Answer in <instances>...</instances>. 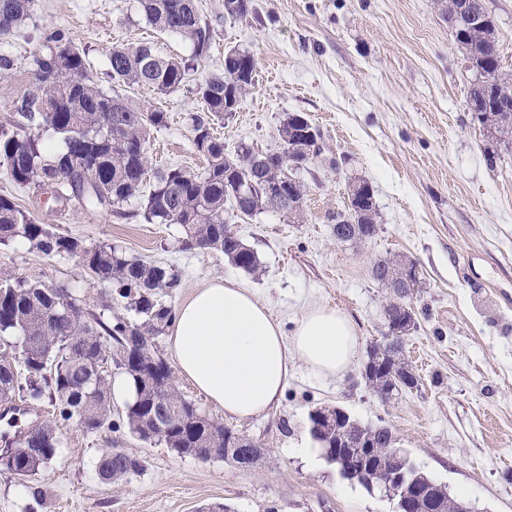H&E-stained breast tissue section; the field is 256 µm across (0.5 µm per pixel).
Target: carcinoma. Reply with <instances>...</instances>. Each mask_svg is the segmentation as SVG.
Here are the masks:
<instances>
[{
    "label": "carcinoma",
    "instance_id": "carcinoma-1",
    "mask_svg": "<svg viewBox=\"0 0 512 512\" xmlns=\"http://www.w3.org/2000/svg\"><path fill=\"white\" fill-rule=\"evenodd\" d=\"M147 21L161 33L175 34L190 42L195 58L209 51L213 35L210 23L198 12L194 0H139ZM37 0H0V38L10 35L29 19ZM249 14L245 0H224V16L243 19ZM455 38L467 35V60L472 69L483 70L512 94V78L500 70L493 22L481 30H454ZM231 65L224 76L199 80L194 94L201 109L189 117L194 131L193 146L206 161L200 173L181 168L154 172L148 194L141 187L148 174L147 143L150 131L167 124V113L150 104H134L115 93L109 95L94 83L88 72L86 52L62 28L44 37L43 50L34 60L32 79L24 90L0 100V107L14 114L10 127L0 126V166L20 189L34 186L49 190L60 204L76 203L82 209L103 208L102 199L111 200L108 211L127 216L124 205L138 200L140 214L149 223L178 224L183 229L182 248L224 254L235 266L256 274L261 270L258 254L233 232L224 205L235 202L240 216L265 211L288 218L300 213L306 195L301 183L288 206L268 202L263 187L281 182L289 168V154L300 153L303 142L299 131L308 119L287 114L280 123L287 151L281 156L260 152L250 144H240L226 152L216 126L224 123V113L235 105L255 83L254 56L245 49L229 50ZM112 83L119 86L148 87L158 94L177 90L188 65L174 58L158 56L151 45L115 48L110 53ZM504 100L485 96L470 88L466 105L469 112L484 116V128L496 143L512 145V110ZM60 137L64 150H48L42 130ZM253 186L251 195H235L238 185ZM359 204L350 203V213L333 225L336 241L365 244L377 233L379 215L359 217ZM24 240L48 257L77 258L100 283L110 285L124 308L134 313L131 320L115 315L105 322L94 315H66L77 308L60 290L42 281L16 279L0 272V403L20 397L32 405L47 400L52 419L35 428L4 437L12 446V456L0 455V474L25 482L31 498L45 505L47 491L36 476L46 472L61 448V426L77 419L88 432L103 428H125L144 442H154L180 455H208L233 446L237 432L202 413L194 402L183 397L172 380L166 360L155 350V340L165 334L175 317L172 306L161 295L179 285L172 270L129 255L120 246L99 244L78 248L79 239L39 224L10 197L0 196V243ZM399 272V257L377 259L373 278L381 285L389 272ZM404 295L393 290L386 306L391 338L368 350L365 368H374L366 380L387 401L412 387L403 370L405 346L399 332L415 324L411 307L404 306ZM138 336L142 352L137 359L126 356V337ZM131 379L135 395L125 404L119 421L112 420V370ZM174 406V417L161 421L153 416L158 396ZM344 447L339 468L344 476L363 486L377 484L384 473L362 465L358 448L365 441L384 448L391 430L363 424L348 416L340 425ZM144 468L141 458L106 449L97 463L104 484L127 479ZM408 479L432 488L441 501L455 512L460 499L415 465Z\"/></svg>",
    "mask_w": 512,
    "mask_h": 512
}]
</instances>
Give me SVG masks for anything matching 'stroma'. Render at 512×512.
Instances as JSON below:
<instances>
[{"instance_id": "stroma-1", "label": "stroma", "mask_w": 512, "mask_h": 512, "mask_svg": "<svg viewBox=\"0 0 512 512\" xmlns=\"http://www.w3.org/2000/svg\"><path fill=\"white\" fill-rule=\"evenodd\" d=\"M484 4L496 24L501 70L512 74V0ZM196 5L213 28L200 60L190 43L154 30L138 0H38L33 17L0 40V53L16 60L0 86L26 88L44 31L65 29L86 50L100 88L168 112L167 128L148 144L150 168L196 173L205 162L192 146L188 117L199 110L193 88L223 72L226 50H248L255 84L219 129L227 151L243 143L278 148L287 113L307 117L324 143L320 161L297 173L307 188L300 216L264 212L233 221L262 273L220 253L182 249L177 224L37 206L35 190L15 187L1 170L0 195L56 232L89 245L118 244L175 270L181 283L165 297L171 305L223 276L251 289L288 336L307 309L339 310L357 325L358 355L330 378L294 362L279 405L244 422L225 417L175 376L185 398L264 448V458L246 468L179 455L123 430L88 433L70 421L41 477L50 505L34 512H200L217 503L233 512H395L393 502L346 480L315 452L307 414L324 405L389 427L414 463L472 512H512V150L488 160L487 136L466 107L475 74L437 0H253L244 20L225 17L224 0ZM144 42L189 63L183 86L165 95L114 87L112 49ZM354 177L371 183L380 215L377 235L361 246L336 242L331 232ZM386 253L415 260L422 285L410 301L417 327L405 338L419 385L384 401L361 370L370 345L387 331L389 291L371 274ZM0 271L61 288L86 313L106 305L124 312L77 260L45 256L21 240L0 244ZM106 448L142 458L143 470L119 484L100 483L96 462ZM304 448L313 449L312 458L301 456Z\"/></svg>"}]
</instances>
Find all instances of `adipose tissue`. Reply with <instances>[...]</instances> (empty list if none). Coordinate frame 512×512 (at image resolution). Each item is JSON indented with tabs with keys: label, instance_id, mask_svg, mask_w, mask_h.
I'll return each mask as SVG.
<instances>
[{
	"label": "adipose tissue",
	"instance_id": "adipose-tissue-1",
	"mask_svg": "<svg viewBox=\"0 0 512 512\" xmlns=\"http://www.w3.org/2000/svg\"><path fill=\"white\" fill-rule=\"evenodd\" d=\"M358 344L354 321L322 306L285 336L249 289L218 276L178 305L169 348L181 376L225 415L245 420L280 401L293 361L334 377L352 364Z\"/></svg>",
	"mask_w": 512,
	"mask_h": 512
}]
</instances>
